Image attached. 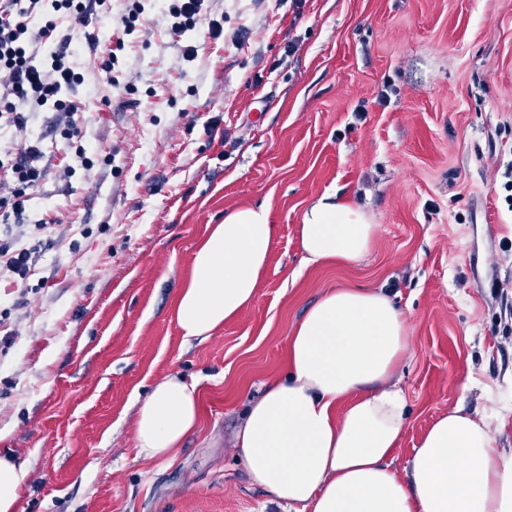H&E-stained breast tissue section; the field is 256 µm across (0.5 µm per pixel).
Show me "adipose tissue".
I'll return each instance as SVG.
<instances>
[{"instance_id":"ef3b65f1","label":"adipose tissue","mask_w":512,"mask_h":512,"mask_svg":"<svg viewBox=\"0 0 512 512\" xmlns=\"http://www.w3.org/2000/svg\"><path fill=\"white\" fill-rule=\"evenodd\" d=\"M375 229L328 191L303 211L300 247L309 262H356ZM276 232L264 206L209 225L174 305L185 337L212 334L252 302ZM409 347L387 292L326 291L292 328L285 374L243 413L234 446L250 482L304 512H512V448L497 447L486 417L462 408L433 421L404 474L393 469L408 416L394 376ZM199 413L194 387L175 375L156 382L135 419L138 456L175 455ZM28 475L0 455V512H15Z\"/></svg>"}]
</instances>
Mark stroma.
<instances>
[{"instance_id": "obj_1", "label": "stroma", "mask_w": 512, "mask_h": 512, "mask_svg": "<svg viewBox=\"0 0 512 512\" xmlns=\"http://www.w3.org/2000/svg\"><path fill=\"white\" fill-rule=\"evenodd\" d=\"M207 11L219 38L172 37L147 9L108 73L127 13L111 0L95 42L72 47L77 113L0 124V150L38 144L44 171L23 214L0 212V243L31 264L25 280L0 270V453L29 470L16 512H288L249 482L232 432L331 288L384 289L406 318L396 471L457 406L512 448V0ZM332 190L372 217V247L305 263L301 214ZM263 204L277 235L254 300L185 340L173 304L197 242L225 211ZM169 374L195 386L199 423L174 457L145 460L137 410Z\"/></svg>"}]
</instances>
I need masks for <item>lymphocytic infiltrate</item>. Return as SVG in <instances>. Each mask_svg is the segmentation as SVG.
I'll return each mask as SVG.
<instances>
[{
    "label": "lymphocytic infiltrate",
    "mask_w": 512,
    "mask_h": 512,
    "mask_svg": "<svg viewBox=\"0 0 512 512\" xmlns=\"http://www.w3.org/2000/svg\"><path fill=\"white\" fill-rule=\"evenodd\" d=\"M205 0H163L161 10L168 30L182 36L207 22L211 38H219L223 27L218 20H204ZM108 0H0V111L9 122L22 128L29 112L41 108L72 109L68 92L81 81L69 62L71 37H58L60 21L74 15L86 18L92 7L106 6ZM41 17L39 28H32L33 17ZM42 151L32 144L10 160H0V171L10 174L13 187L9 196L0 197V209L19 212L28 192L43 178L38 165Z\"/></svg>",
    "instance_id": "obj_1"
}]
</instances>
